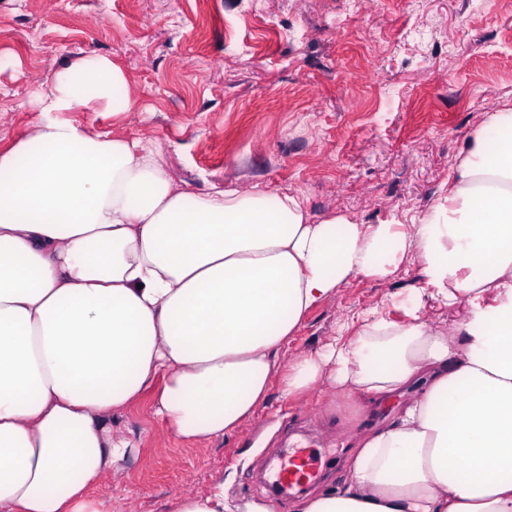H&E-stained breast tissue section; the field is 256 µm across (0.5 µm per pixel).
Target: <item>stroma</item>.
Instances as JSON below:
<instances>
[{
	"label": "stroma",
	"mask_w": 512,
	"mask_h": 512,
	"mask_svg": "<svg viewBox=\"0 0 512 512\" xmlns=\"http://www.w3.org/2000/svg\"><path fill=\"white\" fill-rule=\"evenodd\" d=\"M109 57L127 76L132 112H74L90 134L161 144L177 185L303 195L313 218L377 224L427 213L488 113L512 104V0H0V149L41 115L32 94L75 60ZM419 262L390 279L357 276L306 316L281 359L316 353L360 313L423 287ZM392 398L357 408L325 387L265 405L207 444L177 438L144 395L112 418L134 452L90 489L112 512H165L222 475L240 499L293 512L303 496L269 493L262 470L315 449L323 485L346 476L355 434L392 418Z\"/></svg>",
	"instance_id": "obj_1"
}]
</instances>
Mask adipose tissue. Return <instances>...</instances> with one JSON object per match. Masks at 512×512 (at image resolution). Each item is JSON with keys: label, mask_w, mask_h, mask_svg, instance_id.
I'll return each instance as SVG.
<instances>
[{"label": "adipose tissue", "mask_w": 512, "mask_h": 512, "mask_svg": "<svg viewBox=\"0 0 512 512\" xmlns=\"http://www.w3.org/2000/svg\"><path fill=\"white\" fill-rule=\"evenodd\" d=\"M33 104V136L0 150V512H111L87 489L127 457L112 417L148 390L181 439L232 435L282 374L349 403L426 387L360 435L349 476L298 512H512V107L468 141L450 187L411 224L313 219L261 186L177 187L160 146L90 135L72 112L132 111L123 70L88 55ZM418 257L433 300L465 304L430 327L364 314L355 338L281 366L305 315L353 276ZM167 512H275L223 480Z\"/></svg>", "instance_id": "obj_1"}]
</instances>
